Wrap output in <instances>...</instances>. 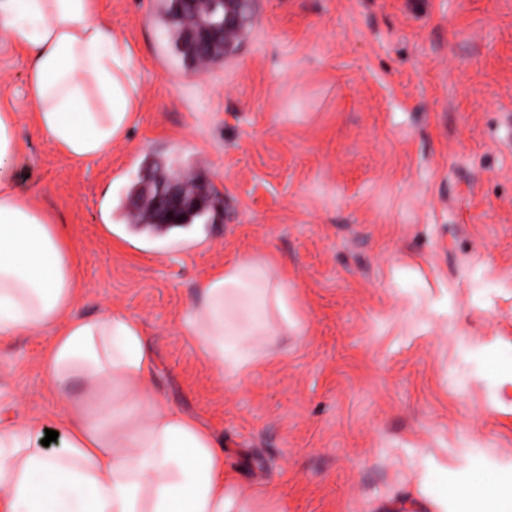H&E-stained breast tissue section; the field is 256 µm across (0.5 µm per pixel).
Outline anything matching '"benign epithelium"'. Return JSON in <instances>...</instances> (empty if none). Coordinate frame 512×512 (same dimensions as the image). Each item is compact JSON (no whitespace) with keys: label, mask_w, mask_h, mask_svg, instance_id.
Here are the masks:
<instances>
[{"label":"benign epithelium","mask_w":512,"mask_h":512,"mask_svg":"<svg viewBox=\"0 0 512 512\" xmlns=\"http://www.w3.org/2000/svg\"><path fill=\"white\" fill-rule=\"evenodd\" d=\"M254 0H224V12L205 6V0H173V13L181 22L180 48L194 63L202 65L211 60L209 47L224 41V55L233 54L252 20ZM192 201L205 207L212 204V195L203 183L195 191L185 189L178 178L157 181L152 190L151 210L166 224L181 222L180 210Z\"/></svg>","instance_id":"7a95c632"}]
</instances>
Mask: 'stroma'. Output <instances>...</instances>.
<instances>
[{"mask_svg": "<svg viewBox=\"0 0 512 512\" xmlns=\"http://www.w3.org/2000/svg\"><path fill=\"white\" fill-rule=\"evenodd\" d=\"M100 8L141 67L139 112L73 162L0 44L10 174L78 250L76 313L141 322L158 392L223 435L245 512H450L446 479L512 478V0H256L236 54L203 70L162 0ZM151 163L219 209L170 236L104 227ZM241 259L287 287L288 329L223 381L180 323ZM47 340L0 342V427L54 428Z\"/></svg>", "mask_w": 512, "mask_h": 512, "instance_id": "obj_1", "label": "stroma"}]
</instances>
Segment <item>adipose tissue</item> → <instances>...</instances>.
<instances>
[{
  "label": "adipose tissue",
  "mask_w": 512,
  "mask_h": 512,
  "mask_svg": "<svg viewBox=\"0 0 512 512\" xmlns=\"http://www.w3.org/2000/svg\"><path fill=\"white\" fill-rule=\"evenodd\" d=\"M0 41L23 47L39 130L70 158L105 156L139 110L140 75L99 0H0ZM14 113H0V338L49 335L43 371L60 398L61 449L30 419L0 429V512H237L224 440L155 389L142 325L74 312L76 251L60 219L21 194L9 170ZM288 319V290L241 261L201 281L181 321L214 373L237 377L246 343ZM478 496L449 487L456 512H512V483L489 472Z\"/></svg>",
  "instance_id": "ef3b65f1"
}]
</instances>
